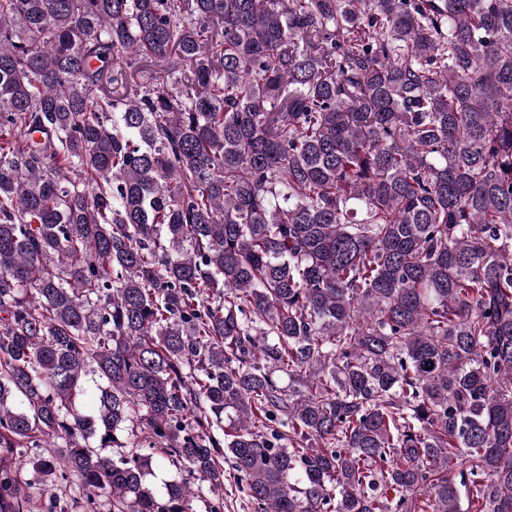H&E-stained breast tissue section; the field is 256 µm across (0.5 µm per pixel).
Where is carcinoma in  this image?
Returning a JSON list of instances; mask_svg holds the SVG:
<instances>
[{
	"label": "carcinoma",
	"instance_id": "carcinoma-1",
	"mask_svg": "<svg viewBox=\"0 0 512 512\" xmlns=\"http://www.w3.org/2000/svg\"><path fill=\"white\" fill-rule=\"evenodd\" d=\"M56 472L512 512V0H0V512Z\"/></svg>",
	"mask_w": 512,
	"mask_h": 512
}]
</instances>
